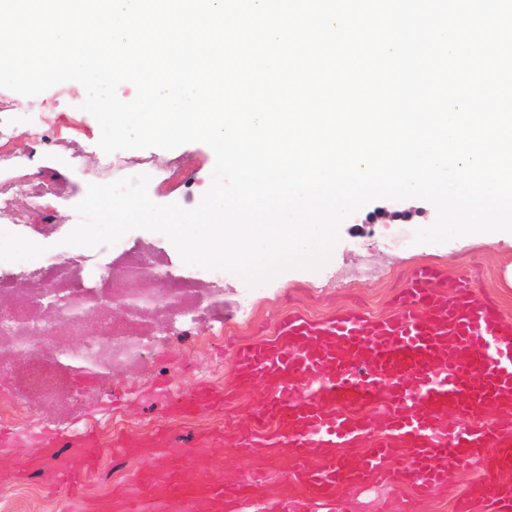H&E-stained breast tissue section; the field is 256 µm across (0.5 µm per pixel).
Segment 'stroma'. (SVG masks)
<instances>
[{
    "label": "stroma",
    "mask_w": 512,
    "mask_h": 512,
    "mask_svg": "<svg viewBox=\"0 0 512 512\" xmlns=\"http://www.w3.org/2000/svg\"><path fill=\"white\" fill-rule=\"evenodd\" d=\"M0 98L16 103L15 112L5 120L12 132L9 147L19 160L15 170L0 178L10 184L17 205L28 212L26 224L0 226V243L7 248L0 256V275L7 278L16 277L15 260L22 255L32 262L43 253L83 260V247L66 245L63 239L78 223L75 207L92 179L108 183L146 174L154 202H176L186 208L197 206L211 185L215 156L202 143L172 150H122L118 153L121 166L100 174L95 152L100 127L81 108L84 98L79 83H62L33 97L0 88ZM45 181L51 182V193L39 196L38 209H30L31 196H37ZM435 215V207L422 199H377L343 222L340 241L320 268H289L259 288L225 273L223 301L201 302L181 338L188 364L172 369L175 390H187L202 375L223 383L231 369L230 358L219 353L225 337L251 336L256 325H273L287 307H299L315 319L355 302L372 314H385L403 276L420 262L440 265L452 276L479 266L482 289L512 314V286L505 280L506 270L512 268V240L459 237L444 243H414V230L432 224ZM124 239L133 250L166 255L172 276L188 273L175 247L157 233L137 229ZM6 370L12 388L0 394V428L19 396L39 418V430L62 437L88 427L106 442L117 433L146 432L155 426H180L188 431L214 427L221 421L212 414L182 423L146 404L143 392L163 373L150 352L131 373L89 371L79 378L65 376L56 396L46 395L35 385L32 366L11 362ZM0 512H81V506L66 491L45 494L29 473L22 472L0 485Z\"/></svg>",
    "instance_id": "35a3bbf8"
}]
</instances>
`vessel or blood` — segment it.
I'll return each mask as SVG.
<instances>
[{
    "mask_svg": "<svg viewBox=\"0 0 512 512\" xmlns=\"http://www.w3.org/2000/svg\"><path fill=\"white\" fill-rule=\"evenodd\" d=\"M476 274L449 277L424 263L406 275L390 311L348 307L315 320L292 309L272 334L230 341L233 374L198 382L174 412L222 413L224 423L183 440L157 427L103 443L87 428L40 454L15 458L47 492L68 485L84 512H353L359 494L385 485V512H423L448 474L480 466L454 512H512V315L479 289ZM148 463L90 496L101 459ZM289 466L264 480L266 461ZM242 475L213 482L209 469Z\"/></svg>",
    "mask_w": 512,
    "mask_h": 512,
    "instance_id": "vessel-or-blood-1",
    "label": "vessel or blood"
}]
</instances>
